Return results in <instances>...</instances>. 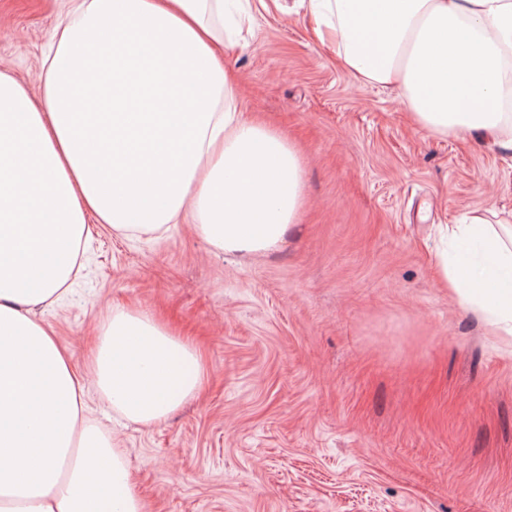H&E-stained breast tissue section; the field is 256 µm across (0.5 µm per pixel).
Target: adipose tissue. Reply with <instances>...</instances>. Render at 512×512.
I'll return each instance as SVG.
<instances>
[{
	"label": "adipose tissue",
	"mask_w": 512,
	"mask_h": 512,
	"mask_svg": "<svg viewBox=\"0 0 512 512\" xmlns=\"http://www.w3.org/2000/svg\"><path fill=\"white\" fill-rule=\"evenodd\" d=\"M32 95L0 74V512H144L110 433L86 415L96 387L149 426L193 397L191 342L143 311L114 309L84 371L37 319L67 291L89 234L195 225L227 252L277 248L303 204L302 160L246 120L224 54L250 23L224 0H68ZM324 44L359 84H398L415 122L512 152V0H309ZM82 53H75V46ZM210 76L196 78V63ZM104 148L90 156L84 137ZM150 178L102 190L135 166ZM448 288L498 336L512 335V237L482 216L458 225Z\"/></svg>",
	"instance_id": "adipose-tissue-1"
}]
</instances>
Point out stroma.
I'll return each instance as SVG.
<instances>
[{
  "label": "stroma",
  "instance_id": "obj_1",
  "mask_svg": "<svg viewBox=\"0 0 512 512\" xmlns=\"http://www.w3.org/2000/svg\"><path fill=\"white\" fill-rule=\"evenodd\" d=\"M59 0H0V72L38 89ZM297 0H265L229 53L245 117L302 154L278 250L194 225L91 223L81 270L38 308L84 368L113 309L190 338L200 393L163 422L113 418L145 512H512V337L449 292L439 227L512 223V155L419 127L394 85L354 82Z\"/></svg>",
  "mask_w": 512,
  "mask_h": 512
}]
</instances>
